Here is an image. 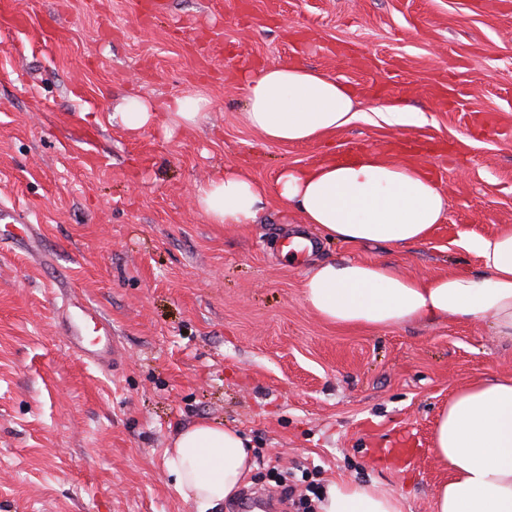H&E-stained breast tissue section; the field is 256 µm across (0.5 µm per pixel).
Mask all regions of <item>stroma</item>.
<instances>
[{
  "instance_id": "1",
  "label": "stroma",
  "mask_w": 512,
  "mask_h": 512,
  "mask_svg": "<svg viewBox=\"0 0 512 512\" xmlns=\"http://www.w3.org/2000/svg\"><path fill=\"white\" fill-rule=\"evenodd\" d=\"M0 19V201L27 212L42 257L0 243V512H196L173 488L166 451L201 419L254 448L249 486L292 475L345 479L432 512L448 477L434 455L438 410L480 378L512 376V342L489 322L449 318L380 329L323 321L305 301L315 264H390L411 277L479 270L461 236L512 225V0H13ZM57 38L33 41L40 27ZM297 62L346 84L367 115L320 143L271 142L245 126L241 73ZM210 106L173 125L169 100ZM152 102L132 130L122 99ZM394 99L421 124L387 126ZM427 166L448 195L433 238L401 250L326 240L268 199L253 224H214L196 188L225 165L258 180L282 167L372 150ZM304 231L312 253L284 258ZM73 290L53 288L57 273ZM111 321L104 371L57 327L68 296ZM399 438L414 456L382 451Z\"/></svg>"
}]
</instances>
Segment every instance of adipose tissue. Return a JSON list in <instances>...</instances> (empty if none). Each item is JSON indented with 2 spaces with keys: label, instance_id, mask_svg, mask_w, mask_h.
<instances>
[{
  "label": "adipose tissue",
  "instance_id": "obj_1",
  "mask_svg": "<svg viewBox=\"0 0 512 512\" xmlns=\"http://www.w3.org/2000/svg\"><path fill=\"white\" fill-rule=\"evenodd\" d=\"M243 80L242 119L273 142L319 141L360 117L347 85L300 63L269 64ZM271 197L296 208L325 238L351 244L400 249L430 240L448 219V198L425 167L372 151L287 166L268 182L229 164L197 189L198 205L214 224L255 223ZM464 246L480 259V272L413 278L386 264L325 262L308 276L305 300L340 327L486 319L496 335L512 339V227L467 237ZM432 447L448 465L433 512H512V376L477 379L455 392L437 414ZM252 457L240 431L201 420L179 431L167 469L184 501L213 512L245 485ZM319 510L404 512V499L340 479L327 486Z\"/></svg>",
  "mask_w": 512,
  "mask_h": 512
}]
</instances>
